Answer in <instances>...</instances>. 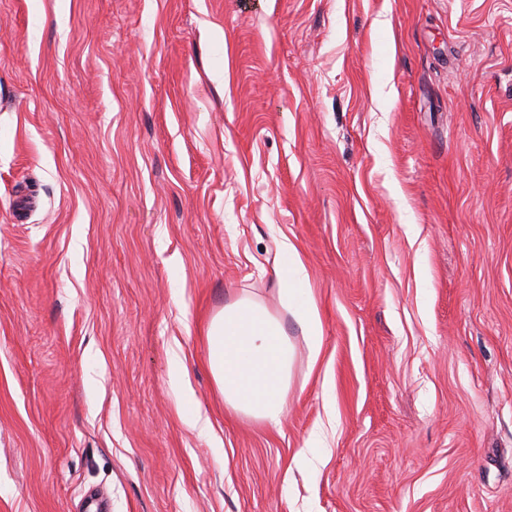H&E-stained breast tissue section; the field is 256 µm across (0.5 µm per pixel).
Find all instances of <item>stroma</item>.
<instances>
[{
  "label": "stroma",
  "instance_id": "35a3bbf8",
  "mask_svg": "<svg viewBox=\"0 0 512 512\" xmlns=\"http://www.w3.org/2000/svg\"><path fill=\"white\" fill-rule=\"evenodd\" d=\"M244 296L277 429L208 363ZM92 492L512 512V0H0V512ZM286 260L277 268V276L288 300V311L302 329L311 359H318L322 349V323L314 304L307 271L296 248L290 242L282 244ZM206 336L208 363L225 406L280 426L293 362V346L280 319L243 297L211 319Z\"/></svg>",
  "mask_w": 512,
  "mask_h": 512
}]
</instances>
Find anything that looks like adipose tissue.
Listing matches in <instances>:
<instances>
[{
    "instance_id": "obj_1",
    "label": "adipose tissue",
    "mask_w": 512,
    "mask_h": 512,
    "mask_svg": "<svg viewBox=\"0 0 512 512\" xmlns=\"http://www.w3.org/2000/svg\"><path fill=\"white\" fill-rule=\"evenodd\" d=\"M277 269L288 310L298 322L311 357L322 349V323L296 248L283 243ZM208 363L224 404L253 421L280 426L285 415L293 346L280 319L243 297L215 315L206 332Z\"/></svg>"
}]
</instances>
